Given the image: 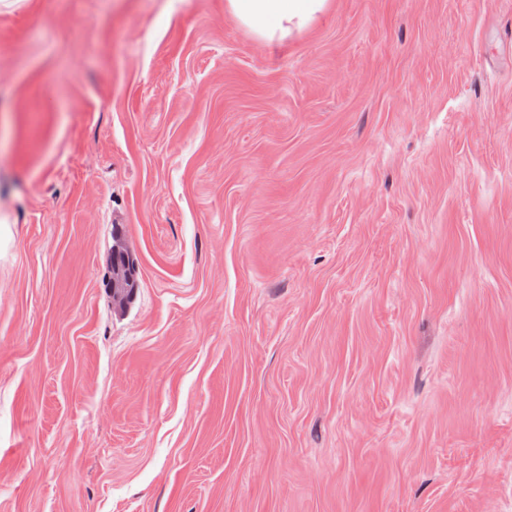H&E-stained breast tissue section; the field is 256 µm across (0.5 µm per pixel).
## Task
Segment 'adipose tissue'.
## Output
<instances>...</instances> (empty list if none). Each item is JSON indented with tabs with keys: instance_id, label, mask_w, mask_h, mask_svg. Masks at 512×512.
Here are the masks:
<instances>
[{
	"instance_id": "1",
	"label": "adipose tissue",
	"mask_w": 512,
	"mask_h": 512,
	"mask_svg": "<svg viewBox=\"0 0 512 512\" xmlns=\"http://www.w3.org/2000/svg\"><path fill=\"white\" fill-rule=\"evenodd\" d=\"M328 0H225V9L257 38L280 41L311 24Z\"/></svg>"
}]
</instances>
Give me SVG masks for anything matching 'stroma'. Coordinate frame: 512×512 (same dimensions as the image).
Listing matches in <instances>:
<instances>
[{
    "label": "stroma",
    "mask_w": 512,
    "mask_h": 512,
    "mask_svg": "<svg viewBox=\"0 0 512 512\" xmlns=\"http://www.w3.org/2000/svg\"><path fill=\"white\" fill-rule=\"evenodd\" d=\"M509 32L0 0V512H512ZM112 297L121 299L123 305L133 295L134 279L138 266L134 254L124 244V240H114L112 245Z\"/></svg>",
    "instance_id": "obj_1"
}]
</instances>
